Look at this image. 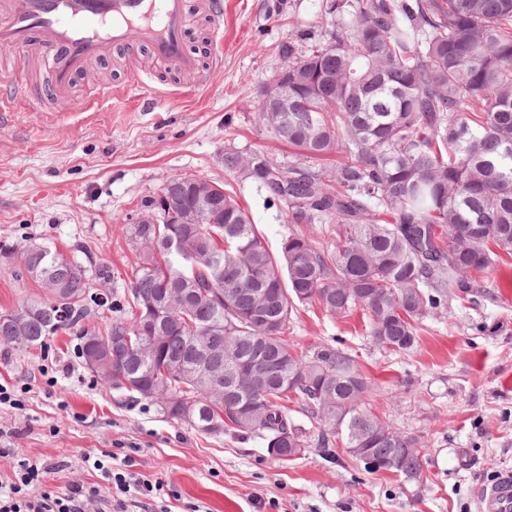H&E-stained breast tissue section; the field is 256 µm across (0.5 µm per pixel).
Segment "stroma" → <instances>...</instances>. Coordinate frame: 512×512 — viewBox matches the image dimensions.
<instances>
[{
  "mask_svg": "<svg viewBox=\"0 0 512 512\" xmlns=\"http://www.w3.org/2000/svg\"><path fill=\"white\" fill-rule=\"evenodd\" d=\"M323 0H224L223 63L206 80L164 71L154 109L120 82L126 63L147 60L135 45L93 63L51 116L33 104L0 128V241L64 250L88 270L110 268L104 287L122 293L137 253L125 233L141 204L166 180L193 176L224 184L278 248L290 232L286 209L225 171V149L264 151L294 162L297 150L255 124L259 90L280 70L278 46L320 40ZM115 86L94 117L81 108L99 85ZM476 286L422 317L409 352L374 344L362 312L341 318L298 307L288 334L307 355L350 353L374 389L368 402L400 431L425 439L426 480L370 474L346 452L316 447L281 464L261 440L198 434L166 420L155 404H117L83 367L76 336L47 350L0 346V384L29 385L22 409H0L17 454L61 464L46 489L99 482L86 455L117 452L173 493L168 512H480V492L512 472V255L497 253L473 274ZM43 294L18 254L0 255V312Z\"/></svg>",
  "mask_w": 512,
  "mask_h": 512,
  "instance_id": "1",
  "label": "stroma"
}]
</instances>
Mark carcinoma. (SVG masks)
Returning <instances> with one entry per match:
<instances>
[{"label": "carcinoma", "instance_id": "carcinoma-1", "mask_svg": "<svg viewBox=\"0 0 512 512\" xmlns=\"http://www.w3.org/2000/svg\"><path fill=\"white\" fill-rule=\"evenodd\" d=\"M350 17L343 24L338 17ZM322 40L280 47L288 120L259 107L258 126L301 150L285 164L262 152L224 151V169L250 181L298 228L272 251L233 192L216 184L213 219L127 227L140 262L130 288L105 315L88 270L37 243L20 252L61 283L0 313V342L43 348L60 333L112 339V356L90 368L107 389L155 403L166 419L206 435L258 438L265 448H308L329 459L372 448L402 459L399 477L421 481L424 441L372 412L370 380L344 350L307 357L288 336L295 304L334 316L363 311L374 342L392 351L418 343V320L448 308V290L475 287L469 274L492 264L489 246L512 254V0H325ZM193 177L154 195L186 194ZM332 224L329 248L301 229ZM190 288L192 309L162 307L165 289ZM224 297H219V293ZM154 304L166 334L154 342L134 325ZM262 392L242 387L256 362ZM224 373V394L210 373ZM298 405L308 426L290 412Z\"/></svg>", "mask_w": 512, "mask_h": 512}]
</instances>
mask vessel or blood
Masks as SVG:
<instances>
[{"label":"vessel or blood","instance_id":"1","mask_svg":"<svg viewBox=\"0 0 512 512\" xmlns=\"http://www.w3.org/2000/svg\"><path fill=\"white\" fill-rule=\"evenodd\" d=\"M195 13L219 26L224 0H0V49L25 59L0 86V126L33 102L66 98L88 62L135 44L157 63L197 72L202 62L187 48ZM126 77L153 101L157 76L136 66ZM480 499L481 512H512V474L482 489Z\"/></svg>","mask_w":512,"mask_h":512}]
</instances>
